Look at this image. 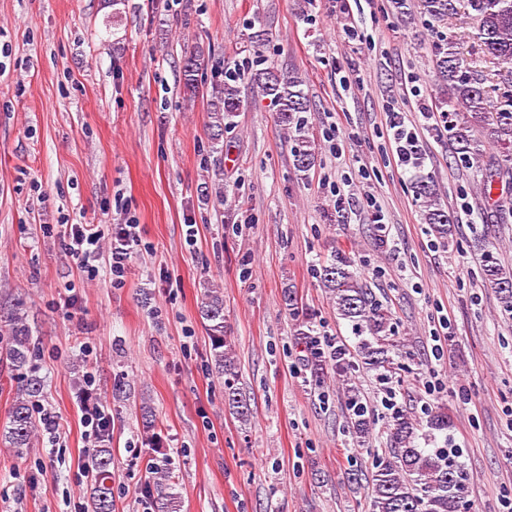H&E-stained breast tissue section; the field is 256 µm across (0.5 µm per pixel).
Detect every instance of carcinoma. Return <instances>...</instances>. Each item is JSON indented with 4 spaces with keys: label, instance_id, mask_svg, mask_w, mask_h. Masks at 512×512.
I'll return each instance as SVG.
<instances>
[{
    "label": "carcinoma",
    "instance_id": "obj_1",
    "mask_svg": "<svg viewBox=\"0 0 512 512\" xmlns=\"http://www.w3.org/2000/svg\"><path fill=\"white\" fill-rule=\"evenodd\" d=\"M418 7L429 22L438 25L467 12L476 22V39L482 60L493 65L490 75L476 69L477 61L465 58L452 37L442 34L434 45V70L439 89L438 109L447 119L448 141L453 158L466 166L476 165L483 173L486 194L496 184L512 177V0H419ZM202 45L187 49L182 64L184 92L197 93L198 76L208 64ZM258 86L276 108V119L292 141L291 154L296 171L307 176L316 166L318 154L304 113L309 100L304 79L282 77L270 69L236 71L225 76L216 96L208 104L214 142H220L227 125L240 111L241 83ZM414 196L421 200L423 220L441 243L448 242L454 224L439 200L435 181L420 176L412 183ZM484 280L496 289L501 307L512 313V268L492 256L484 257ZM320 281L338 318L351 325L356 335L355 350L338 346L330 353L316 351L310 363L315 378L331 370L336 383L348 394L346 412L352 433L366 442L371 430L369 407L356 394L353 373L377 372L381 376L404 370L400 362L405 344L396 336L393 313L369 288L352 258L337 252L320 268ZM210 339L211 367L224 382V402L237 420L248 425L252 419L249 398L239 386L238 360L226 330L223 292L207 288L199 307ZM5 346L6 363L14 370L28 362L31 330L23 316L10 313ZM43 380L32 374L21 381L9 421L0 428V444L22 449L36 432L31 398L37 396ZM144 443L161 453L156 432V413L150 404L142 406ZM427 437H448V416L432 412L426 421ZM389 447L373 455L372 470L347 472L349 481L367 482L371 487L369 512H470L467 499L470 476L450 448H421L416 443L417 423L395 410L387 421ZM112 435L105 428L98 445L87 451L84 465L90 475L91 512H112ZM171 472L152 463L144 493L154 512H181V495L175 492Z\"/></svg>",
    "mask_w": 512,
    "mask_h": 512
}]
</instances>
